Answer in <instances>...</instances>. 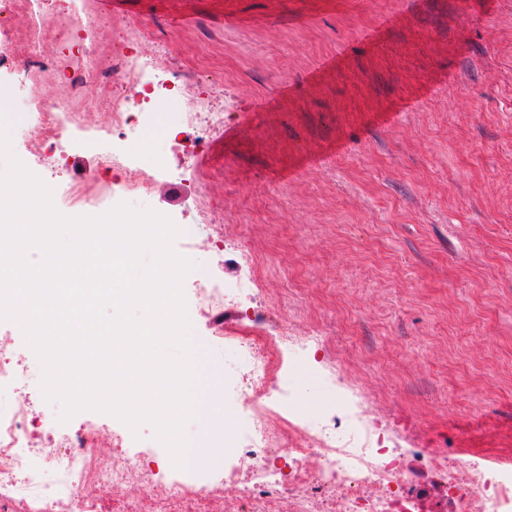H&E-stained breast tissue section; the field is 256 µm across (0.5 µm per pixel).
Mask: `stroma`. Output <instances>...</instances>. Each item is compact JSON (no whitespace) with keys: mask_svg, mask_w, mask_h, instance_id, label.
<instances>
[{"mask_svg":"<svg viewBox=\"0 0 512 512\" xmlns=\"http://www.w3.org/2000/svg\"><path fill=\"white\" fill-rule=\"evenodd\" d=\"M96 40L120 38L139 57L184 76L180 109L224 113L192 172L166 151L160 128L136 151L164 154L170 174L148 194L114 187L102 203L72 205L64 188L96 169L73 149L50 184L57 209L98 215L119 202L193 219L224 206V237L241 239L289 335L329 336L304 374L319 411L323 361L359 386L375 416L416 448L495 463L512 459V0H91ZM0 59L12 148L26 159L29 96ZM37 91L68 97L63 69L78 54L46 50ZM10 333L34 385L36 410L59 406L37 385L41 368L20 328ZM205 386L226 384L237 349L193 322Z\"/></svg>","mask_w":512,"mask_h":512,"instance_id":"obj_1","label":"stroma"}]
</instances>
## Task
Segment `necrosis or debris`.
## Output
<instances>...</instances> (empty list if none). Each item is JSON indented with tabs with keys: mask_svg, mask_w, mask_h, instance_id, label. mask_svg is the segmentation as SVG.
<instances>
[{
	"mask_svg": "<svg viewBox=\"0 0 512 512\" xmlns=\"http://www.w3.org/2000/svg\"><path fill=\"white\" fill-rule=\"evenodd\" d=\"M50 21L57 24L60 45L75 44L83 56H96L88 0H0V47L35 38L39 24ZM36 65V59H29L16 65L15 73L35 112L28 150L34 162L53 171L65 162L71 137L86 133L87 127L76 94L51 102L39 98ZM112 74L117 88L105 102L109 129L126 140L101 148L98 175L67 187L76 204L106 196L109 175L135 171V180L124 188L146 194L164 173L159 164H143L127 143L151 123L155 106L170 100L171 88L160 69L140 60L127 44ZM170 126L172 147L189 161L193 153L180 137L182 130L218 132L224 114L176 112ZM184 230L186 253L194 252L204 232L216 256H223L220 208L199 209ZM193 294L196 314L214 322L217 335L236 341L244 367L236 390L250 428L224 471L225 481L236 486L234 500L221 502L217 485L207 477L208 466L193 462L168 476L143 456L121 452L122 438L105 429L90 424L68 433L44 428L31 393L21 388L11 407L0 410V512H99L101 497L124 495L136 481L143 490L132 512H166L172 505L180 512H426L406 491L413 449L404 447L394 431H383L357 391L339 394V412L331 408L306 416L292 406L289 376L300 373L312 349H325L327 337L315 331L297 338L249 311V304L264 299L252 274L228 281L216 270H206L197 276ZM228 308L240 309L260 338L240 339L225 329L220 319ZM420 463L443 476L452 512H512V465L444 452L422 456Z\"/></svg>",
	"mask_w": 512,
	"mask_h": 512,
	"instance_id": "1",
	"label": "necrosis or debris"
}]
</instances>
